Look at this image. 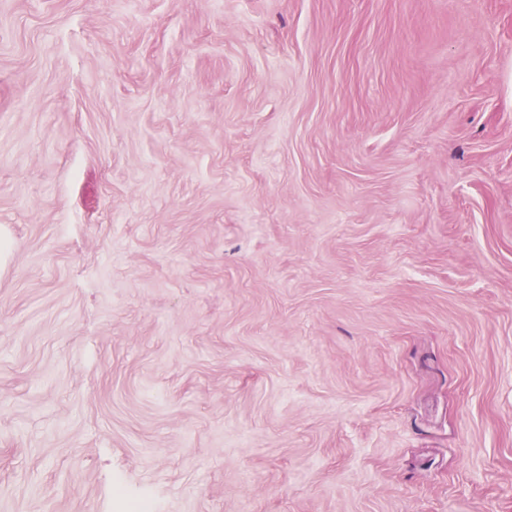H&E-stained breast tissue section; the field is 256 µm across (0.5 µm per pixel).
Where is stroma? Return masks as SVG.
Listing matches in <instances>:
<instances>
[{
  "label": "stroma",
  "mask_w": 512,
  "mask_h": 512,
  "mask_svg": "<svg viewBox=\"0 0 512 512\" xmlns=\"http://www.w3.org/2000/svg\"><path fill=\"white\" fill-rule=\"evenodd\" d=\"M0 512H512V0H0Z\"/></svg>",
  "instance_id": "stroma-1"
}]
</instances>
